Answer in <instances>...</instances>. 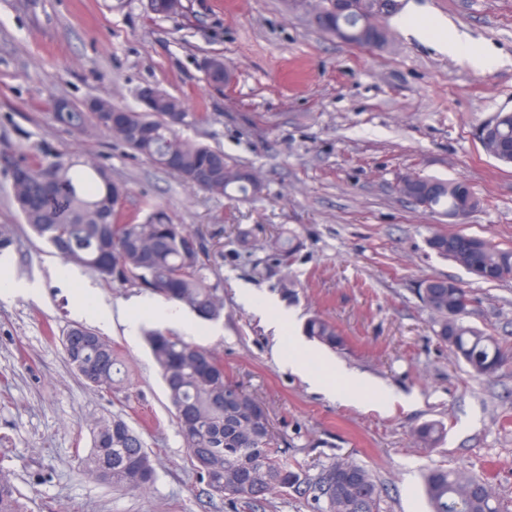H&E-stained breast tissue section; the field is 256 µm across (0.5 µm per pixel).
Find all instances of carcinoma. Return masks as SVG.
Masks as SVG:
<instances>
[{
	"label": "carcinoma",
	"mask_w": 512,
	"mask_h": 512,
	"mask_svg": "<svg viewBox=\"0 0 512 512\" xmlns=\"http://www.w3.org/2000/svg\"><path fill=\"white\" fill-rule=\"evenodd\" d=\"M56 122L74 131L87 123L104 129L125 145L160 167H173V174L187 184L190 175L211 168L213 183L203 190L226 195L251 193L242 180V169L224 162V152L195 143L180 135L193 116L182 101L156 90L154 108L141 112L121 108L106 99H95L86 110L57 109ZM484 152L512 164V119L485 128L479 135ZM25 170L22 180L12 181V203L31 230L53 247L64 263L85 266L107 282L135 283L189 308L203 320L219 316L221 279L204 261L200 235L176 224L161 209H153L141 222H123L129 189L112 180L99 165L71 158L48 164L21 159L13 163ZM422 188L434 191L417 195L418 206L431 213L450 210L471 213L479 200L470 186L459 180L423 178ZM429 248L485 282L512 279V250L460 233H436ZM422 300L434 315V333L448 344L456 357L477 376L490 375L512 361L493 336L464 322L472 298L456 282L433 278L425 283ZM84 326L73 335L74 346L63 345L67 360L78 374L93 366L95 376L87 384L110 393L120 382L122 362L112 342L91 334L85 340ZM304 333L332 349L344 347L336 325L320 316L310 318ZM152 355L160 368L179 431L193 468L206 481L212 494L231 503L258 499L273 492L298 490L305 483L301 474L275 450L276 436L269 428L258 431L260 420L271 422L265 404L224 374V363L203 346L171 336L159 328L145 332ZM236 394L239 406L224 409V395ZM89 457L103 473V481L116 488H146L154 476L150 454L140 435L120 414L95 422ZM443 428L425 423L414 430L417 441L438 444ZM314 499L323 502L321 512H379L381 490L371 473L356 464L342 469L337 461L309 485ZM424 491L432 512H501V502L492 495L487 481L462 471L434 467L424 476ZM0 512H26L11 471L0 467Z\"/></svg>",
	"instance_id": "obj_1"
}]
</instances>
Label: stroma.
Listing matches in <instances>:
<instances>
[{
    "label": "stroma",
    "mask_w": 512,
    "mask_h": 512,
    "mask_svg": "<svg viewBox=\"0 0 512 512\" xmlns=\"http://www.w3.org/2000/svg\"><path fill=\"white\" fill-rule=\"evenodd\" d=\"M183 3L182 15L164 18L148 0H0V282L38 288L0 296V465L30 512H317L309 491L235 504L209 493L142 332L127 336L85 311L90 299L114 309L144 288L63 263L10 203L12 162L42 159L46 146L126 183L129 219L161 208L202 234L223 309L196 320L189 339L264 402L292 467L314 478L349 460L381 487L380 512H430L423 475L441 465L487 479L512 512V363L473 376L434 336L421 299L429 278L456 281L473 297L466 324L512 349V280L484 282L427 244L458 232L512 249V165L478 140L483 124L512 110V0H402L379 49L341 42L292 0ZM409 20L447 23L496 66L473 68L436 39H416ZM215 55L230 74L220 91L205 72ZM148 85L181 99L196 117L184 136L251 170L260 193L210 194L99 127L77 134L53 118L57 104L96 98L138 108ZM406 174L465 181L480 204L458 225L424 212L395 190ZM289 233L300 248L285 262L277 238ZM243 288L290 314L280 332L240 301ZM316 314L342 331L344 349L304 335ZM76 324L115 346L125 374L113 393L70 367L61 338ZM294 344L338 389L345 369L372 389L340 399L311 386L285 363ZM380 386L394 403L382 405ZM115 413L151 454L148 490L113 488L80 462L95 421ZM428 421L445 428L435 448L413 438Z\"/></svg>",
    "instance_id": "obj_1"
}]
</instances>
